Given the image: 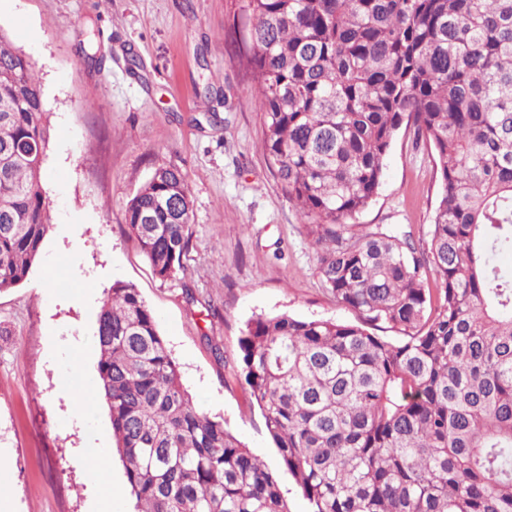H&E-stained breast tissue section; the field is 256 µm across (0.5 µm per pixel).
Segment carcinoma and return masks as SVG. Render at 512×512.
I'll return each mask as SVG.
<instances>
[{
  "instance_id": "1",
  "label": "carcinoma",
  "mask_w": 512,
  "mask_h": 512,
  "mask_svg": "<svg viewBox=\"0 0 512 512\" xmlns=\"http://www.w3.org/2000/svg\"><path fill=\"white\" fill-rule=\"evenodd\" d=\"M262 149L344 322L260 315L246 400L310 512H512V0H241ZM98 64L96 33L82 29ZM439 184L426 237L358 224L400 129ZM41 81L0 31V291L51 226ZM185 175L160 167L124 220L154 274L191 241ZM436 287H430V281ZM388 330L392 341L381 335ZM98 385L137 512H288L268 467L184 388L136 288L98 317Z\"/></svg>"
}]
</instances>
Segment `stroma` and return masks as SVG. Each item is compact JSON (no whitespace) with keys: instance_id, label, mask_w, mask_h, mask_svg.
I'll list each match as a JSON object with an SVG mask.
<instances>
[{"instance_id":"35a3bbf8","label":"stroma","mask_w":512,"mask_h":512,"mask_svg":"<svg viewBox=\"0 0 512 512\" xmlns=\"http://www.w3.org/2000/svg\"><path fill=\"white\" fill-rule=\"evenodd\" d=\"M237 0H0V31L34 65L51 139L41 185L52 226L26 280L0 291V501L7 512H92L83 463L97 435L112 459V512H134L96 364L97 315L113 283L152 310L184 387L276 476L289 512H310L259 409L238 383V339L260 315L354 321L321 287L294 203L266 163L260 114L233 33ZM93 22L102 64L80 31ZM141 67L129 73L124 58ZM179 168L192 202L190 248L156 277L124 221L155 169ZM429 150L398 133L361 224H429ZM59 271L47 283L45 268Z\"/></svg>"}]
</instances>
